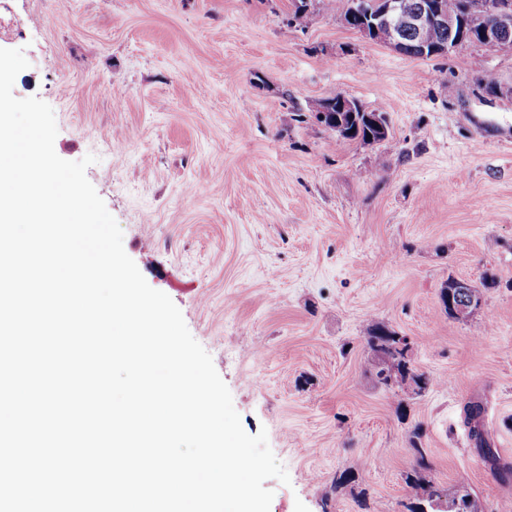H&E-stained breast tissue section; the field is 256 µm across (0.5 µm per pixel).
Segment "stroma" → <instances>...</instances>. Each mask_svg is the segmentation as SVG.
<instances>
[{"instance_id":"obj_1","label":"stroma","mask_w":512,"mask_h":512,"mask_svg":"<svg viewBox=\"0 0 512 512\" xmlns=\"http://www.w3.org/2000/svg\"><path fill=\"white\" fill-rule=\"evenodd\" d=\"M347 6L311 0L299 28L291 0H9L29 62L13 93L52 107L59 157L96 155L125 252L244 430L267 431L290 477L266 481L270 512H406L415 469L512 512V49L406 56L347 27ZM339 94L385 113L388 139L319 125ZM451 277L476 286L471 315L445 313ZM371 323L408 338L433 387L376 382ZM481 413V407L479 404H471L467 407L466 416L467 423L474 425L471 427V436L474 438L476 447L483 453L484 456L493 457L494 454L491 448H488V443L484 435V431L481 429L477 422V418Z\"/></svg>"}]
</instances>
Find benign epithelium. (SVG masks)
<instances>
[{"instance_id": "1", "label": "benign epithelium", "mask_w": 512, "mask_h": 512, "mask_svg": "<svg viewBox=\"0 0 512 512\" xmlns=\"http://www.w3.org/2000/svg\"><path fill=\"white\" fill-rule=\"evenodd\" d=\"M379 7L363 12L352 11L350 20L358 22L366 37L385 43L394 49L400 47L403 32H421L426 29H448V36L459 33L451 44L422 42V56L443 55L464 38L467 25H479L482 44L489 47H512V0H465L462 12L450 15L440 0H426L414 13L402 16L400 0H378ZM455 291L450 293L451 308L457 316L467 315L474 305L473 286L458 280ZM407 394L414 396L425 392L424 379L407 374L398 379Z\"/></svg>"}]
</instances>
